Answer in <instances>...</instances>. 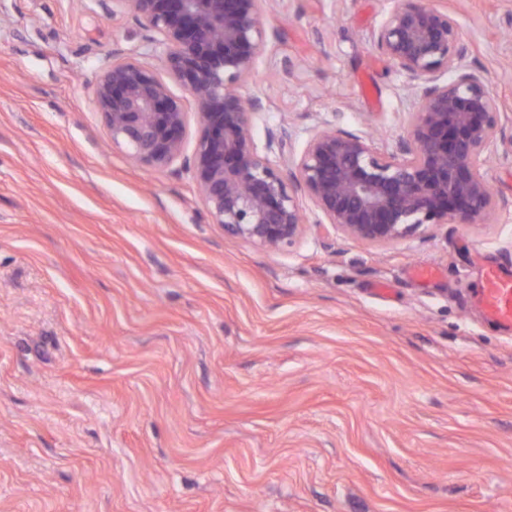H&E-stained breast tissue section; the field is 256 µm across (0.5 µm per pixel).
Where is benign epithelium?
I'll use <instances>...</instances> for the list:
<instances>
[{"label":"benign epithelium","mask_w":512,"mask_h":512,"mask_svg":"<svg viewBox=\"0 0 512 512\" xmlns=\"http://www.w3.org/2000/svg\"><path fill=\"white\" fill-rule=\"evenodd\" d=\"M125 2L160 37L166 75L132 58L103 68L94 93L112 145L152 168H191L225 235L271 250L293 244L309 226L300 193L321 214L315 225L375 247L431 224H482L495 209L483 163L509 120L483 75L465 64L468 47L448 11L403 0L370 34L421 99L397 150L319 128L286 177L254 143L249 115L261 99L239 93L263 45L265 0ZM445 73L453 78L442 81ZM169 78L196 104L189 157V112Z\"/></svg>","instance_id":"1"}]
</instances>
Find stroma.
I'll return each instance as SVG.
<instances>
[{"mask_svg": "<svg viewBox=\"0 0 512 512\" xmlns=\"http://www.w3.org/2000/svg\"><path fill=\"white\" fill-rule=\"evenodd\" d=\"M396 2L266 0L241 92L273 166L322 124L396 151L420 102L369 39ZM429 2L512 113V0ZM165 52L124 0H0V512H512V327L481 295L512 275V144L487 223L269 251L111 147L101 68Z\"/></svg>", "mask_w": 512, "mask_h": 512, "instance_id": "1", "label": "stroma"}]
</instances>
